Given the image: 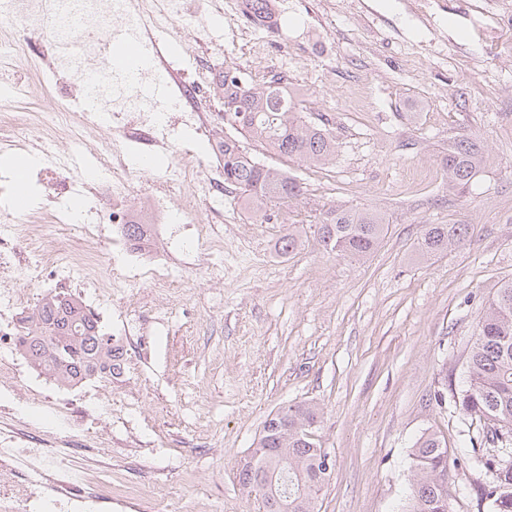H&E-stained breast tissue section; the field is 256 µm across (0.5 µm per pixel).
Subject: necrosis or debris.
<instances>
[{
  "mask_svg": "<svg viewBox=\"0 0 512 512\" xmlns=\"http://www.w3.org/2000/svg\"><path fill=\"white\" fill-rule=\"evenodd\" d=\"M100 0H0V23L46 31L50 42L67 47V54L49 62L56 87L69 91L82 82L86 73L97 72L104 89L99 109L76 112L58 104L36 112L15 109L0 113V149H34L48 153L53 142L76 139L77 128L99 125L108 119L113 131L111 146L97 156L99 165L112 170V195L126 196L130 169L124 154L128 144L142 145L144 154L166 152L172 145L156 105L117 94L121 78L96 63L97 43L108 32L110 16L131 22L141 39H149L154 25H173L181 16L180 0H109L101 11ZM64 226L76 227L68 242L50 250L39 241L55 236ZM95 225L54 213L33 224L12 213L0 214V264L9 263L14 249L30 252L33 261L27 273L55 272L61 280L74 276L91 277L102 261L101 252L88 248ZM57 417L68 431L65 435L47 432L28 441L23 430L0 429V512H35L33 502L42 499L53 512H112L111 494L95 489L84 470L74 438L83 434L69 406L54 404Z\"/></svg>",
  "mask_w": 512,
  "mask_h": 512,
  "instance_id": "necrosis-or-debris-1",
  "label": "necrosis or debris"
}]
</instances>
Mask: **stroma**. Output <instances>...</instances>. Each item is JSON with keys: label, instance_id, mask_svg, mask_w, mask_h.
Listing matches in <instances>:
<instances>
[{"label": "stroma", "instance_id": "stroma-1", "mask_svg": "<svg viewBox=\"0 0 512 512\" xmlns=\"http://www.w3.org/2000/svg\"><path fill=\"white\" fill-rule=\"evenodd\" d=\"M280 28L254 32L229 0H183L173 70L202 86L198 110L225 125L212 73L245 80L286 73L304 120L329 128L336 153L311 167L257 149L305 187L287 222H261L236 194L208 192L219 167L205 138L185 132L154 166L135 173L130 210L153 206L149 193L183 147L195 150L203 179L188 219L213 224L224 260L174 253L181 274L169 288L136 277L139 257L108 255L95 277L113 291L98 301L87 280L61 285L43 272L17 279L0 268L34 308L67 291L100 318L104 332L129 330V364L99 398L92 379L58 386L14 349L0 347V421L14 415L26 432L50 429L54 399L73 404L88 438L112 442V457L89 466L102 490L132 512H259L238 469L270 413L289 404L318 409L316 434L335 467L320 512H398L414 440L436 432L456 450L464 428L452 402L435 392L460 382L477 323L500 284L512 280V0H279ZM465 136L493 163L465 192L450 190L440 166L449 141ZM37 158L27 172L44 213L109 214L112 174L99 195L49 196ZM332 205L375 210L388 220L364 258L323 250L318 222ZM301 243L278 249L289 225ZM427 224H465V246L424 257Z\"/></svg>", "mask_w": 512, "mask_h": 512}]
</instances>
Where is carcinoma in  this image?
<instances>
[{
	"label": "carcinoma",
	"mask_w": 512,
	"mask_h": 512,
	"mask_svg": "<svg viewBox=\"0 0 512 512\" xmlns=\"http://www.w3.org/2000/svg\"><path fill=\"white\" fill-rule=\"evenodd\" d=\"M224 94V123L244 138L276 154L309 165H323L336 152V140L325 127L311 124L296 112L283 77L261 84L224 71L216 86ZM221 160L224 188L240 194L257 213L292 208L305 194L303 183L288 171L260 163L240 141L224 140ZM490 162L488 151L475 140L456 138L441 158L448 188L464 191ZM386 218L374 211L331 206L319 219L325 250L365 257L379 245ZM300 230L291 224L278 249L288 254L299 246ZM467 242L464 224H427L420 253L432 256ZM15 348L31 365L63 386H76L94 375L112 371L120 355L108 345L96 316L68 293L46 296L32 313L18 321ZM455 409L478 424L459 449L451 453L433 432L422 433L412 445L413 477L401 512H457L452 472L476 469L472 491L482 512H512V281L500 285L478 324L467 357L460 389L450 388ZM276 428L263 427L258 438L268 449L265 464L278 468L275 484L259 479L258 470L243 467L238 477L255 492L264 512H318L313 500L321 486L314 483L316 448L313 429L317 410L306 404L278 409Z\"/></svg>",
	"instance_id": "carcinoma-1"
}]
</instances>
